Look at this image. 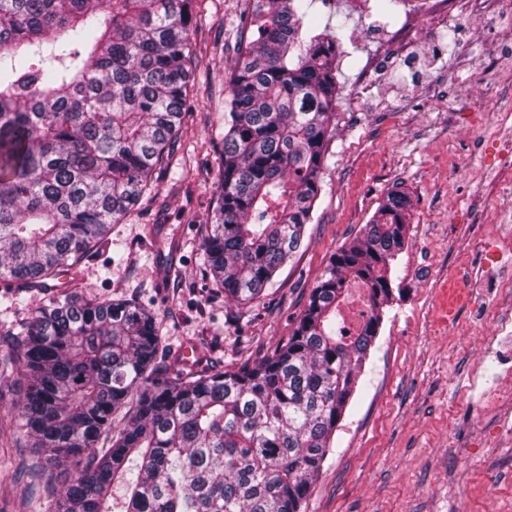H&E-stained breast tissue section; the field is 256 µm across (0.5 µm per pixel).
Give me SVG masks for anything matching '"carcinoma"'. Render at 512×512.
<instances>
[{
    "mask_svg": "<svg viewBox=\"0 0 512 512\" xmlns=\"http://www.w3.org/2000/svg\"><path fill=\"white\" fill-rule=\"evenodd\" d=\"M199 2L0 0L1 280L46 287L152 189L190 115ZM312 2H244L216 207L197 229L212 285L239 306L301 249L321 193L339 35ZM411 208L389 193L287 342L252 365L155 379L157 318L128 301L75 295L3 327L0 383L24 390L0 443L22 431L53 464L76 462L51 512H301L395 299ZM352 281L368 305L347 332Z\"/></svg>",
    "mask_w": 512,
    "mask_h": 512,
    "instance_id": "obj_1",
    "label": "carcinoma"
}]
</instances>
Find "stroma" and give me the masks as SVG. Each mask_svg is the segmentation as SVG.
Masks as SVG:
<instances>
[{
    "label": "stroma",
    "instance_id": "1",
    "mask_svg": "<svg viewBox=\"0 0 512 512\" xmlns=\"http://www.w3.org/2000/svg\"><path fill=\"white\" fill-rule=\"evenodd\" d=\"M192 75L194 114L182 146L137 210L69 268L71 288H0V325L74 293L154 311L167 375L254 363L286 342L330 258L392 190L412 200L393 263L402 295L385 308L357 390L302 512H512V415L485 409L474 373L492 377L497 317L512 320V264L483 260L497 228H512V189L499 158L512 148V4L428 18L390 16L359 0H314L320 25L344 24L336 58V132L305 246L260 305L226 301L205 276L197 235L217 197L224 90L239 44L242 0H201ZM407 16L408 38L388 27ZM373 80L352 92L366 62ZM483 287L491 308L475 317ZM192 351L184 360L183 351ZM34 448H0V512H49L52 492L29 476Z\"/></svg>",
    "mask_w": 512,
    "mask_h": 512
}]
</instances>
